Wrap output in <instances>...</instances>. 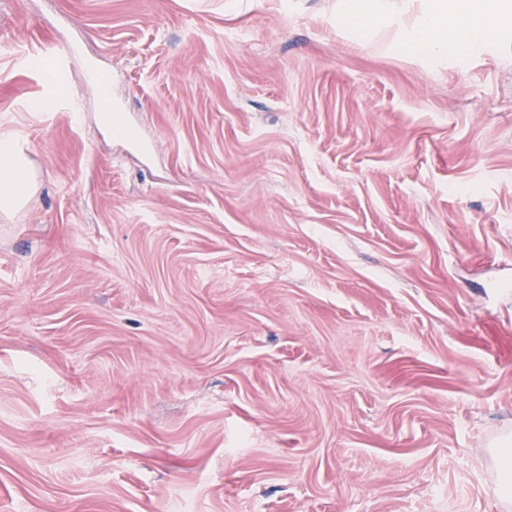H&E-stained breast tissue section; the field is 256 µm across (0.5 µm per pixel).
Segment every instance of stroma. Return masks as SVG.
<instances>
[{"instance_id":"1","label":"stroma","mask_w":512,"mask_h":512,"mask_svg":"<svg viewBox=\"0 0 512 512\" xmlns=\"http://www.w3.org/2000/svg\"><path fill=\"white\" fill-rule=\"evenodd\" d=\"M349 2L0 0V512H512V12ZM507 10V4L502 0H481L474 6L475 19L466 28L458 22V12L444 8H434L431 13L424 37L417 38L413 34L402 41L403 51L414 54L420 49L464 53L467 46L483 40L489 33L490 21L502 16ZM35 188L26 159L21 155L20 140L15 134L0 138V208L4 213L24 207ZM511 443L503 441L496 446L494 460L502 497L509 500L512 485V448Z\"/></svg>"}]
</instances>
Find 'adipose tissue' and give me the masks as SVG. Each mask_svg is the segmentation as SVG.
<instances>
[{"mask_svg":"<svg viewBox=\"0 0 512 512\" xmlns=\"http://www.w3.org/2000/svg\"><path fill=\"white\" fill-rule=\"evenodd\" d=\"M506 10L505 0H477L475 19L464 27L459 24L456 11L444 7L434 9L423 37L406 36L402 48L408 54L426 48L465 52L470 43L483 40L488 35L491 21ZM34 188L19 138L13 134L0 136V211L12 213L22 209Z\"/></svg>","mask_w":512,"mask_h":512,"instance_id":"1","label":"adipose tissue"}]
</instances>
